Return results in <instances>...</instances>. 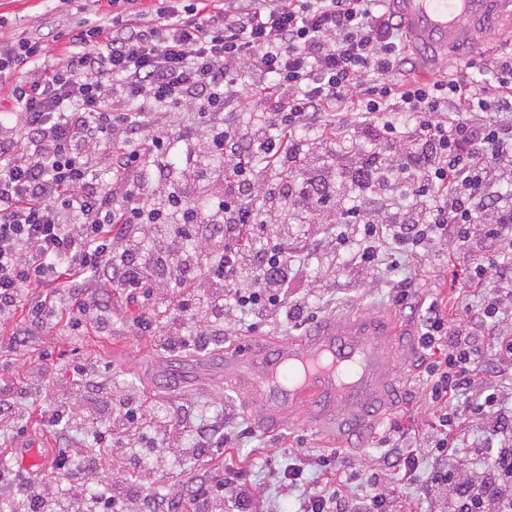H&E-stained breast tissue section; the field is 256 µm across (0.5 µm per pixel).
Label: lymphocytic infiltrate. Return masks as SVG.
Masks as SVG:
<instances>
[{"label": "lymphocytic infiltrate", "instance_id": "1", "mask_svg": "<svg viewBox=\"0 0 512 512\" xmlns=\"http://www.w3.org/2000/svg\"><path fill=\"white\" fill-rule=\"evenodd\" d=\"M140 2L108 0L111 18L79 28L66 65L51 71L39 66L47 54L40 39L0 44V79L22 63L38 68L14 88L15 137H0V319L31 296L38 299L32 323L44 329L55 317L52 298H72L74 315L89 313L81 284L108 269L113 282L133 294L186 287L164 325L162 341L175 349L189 342L187 319L220 321L231 305L263 314L287 299L297 275L293 247L257 252L241 239L242 232L280 223L283 213L354 226V258L364 270L375 266L384 249L467 241L474 224L500 244L512 229V204L488 200L505 176L503 162H512V124L472 121L474 112L492 104L512 112V56L493 58L492 91L475 78L421 84L413 78L404 22L383 0H192L182 7L157 0L145 19L122 17L121 8ZM240 72L253 77L242 88L235 81ZM114 90L137 103V111L112 115L107 101ZM231 103L259 107L246 137L220 116ZM172 107L196 108L207 134L199 151L180 159L183 182L149 206L142 161L167 153L170 144L168 131L155 126L150 112ZM381 112L404 113L413 139L400 141L393 122H378ZM331 116L342 128H372L378 144L398 158L383 166L349 153L348 187L384 192L398 185L412 197L411 205L370 208L361 198L346 201L335 169L299 166V132ZM19 136L26 152L15 149ZM107 143L120 146L124 160L105 189L96 184L91 161ZM206 155L223 157V173L206 167ZM252 155L286 171L281 186L265 188L248 162ZM217 181L224 190L216 204H194V196ZM499 253L496 259L474 256L468 275L449 280L450 290L477 288L498 277L512 249L501 244ZM427 313L420 343L434 356L426 381L442 452L460 441L458 421L484 414L498 395L460 405L483 371V354L473 342L480 323L434 302ZM95 391L105 407L104 434L95 447L62 453L56 467L64 471L72 458L94 461L107 454L99 492L88 494L77 479L52 477L29 488L27 512H154L155 484L167 472L171 453H184L185 439H192L196 454L224 446L208 437L206 427H184L173 448L151 449L131 468L133 449L152 430L142 419V401H113L111 388L101 385ZM237 477L228 466L222 481L200 488L207 512H224L228 495L240 512H262ZM428 491L435 512H512V447L491 453L476 479L438 471Z\"/></svg>", "mask_w": 512, "mask_h": 512}]
</instances>
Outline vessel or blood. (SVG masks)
Listing matches in <instances>:
<instances>
[{
    "label": "vessel or blood",
    "mask_w": 512,
    "mask_h": 512,
    "mask_svg": "<svg viewBox=\"0 0 512 512\" xmlns=\"http://www.w3.org/2000/svg\"><path fill=\"white\" fill-rule=\"evenodd\" d=\"M404 20L424 59L462 60L483 50L491 34L512 29V0H387ZM405 353L397 331L374 311L319 323L279 346L257 348L224 363L247 403L268 423L283 425L298 407L311 411L326 439L339 443L374 433L395 385L392 364Z\"/></svg>",
    "instance_id": "vessel-or-blood-1"
}]
</instances>
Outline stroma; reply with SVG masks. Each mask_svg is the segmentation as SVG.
Returning <instances> with one entry per match:
<instances>
[{
  "label": "stroma",
  "mask_w": 512,
  "mask_h": 512,
  "mask_svg": "<svg viewBox=\"0 0 512 512\" xmlns=\"http://www.w3.org/2000/svg\"><path fill=\"white\" fill-rule=\"evenodd\" d=\"M106 0H0V41L27 35L42 37L49 50L43 64L60 66L73 31L80 23L111 14ZM350 247L324 252L311 251L304 259L303 277L293 285L297 295L308 298L316 320L361 310H376L391 316L398 325L400 342L414 345V352L395 365L397 391L386 418L375 433L336 446L311 426L302 409L293 410L288 424L274 429L261 427L240 399L233 382L224 378V358L255 344L273 347L307 329L278 315L255 322L249 313H238L224 324V334L210 347L163 348L157 341L160 322L155 307L144 300L128 299L127 291L96 276L87 285L99 296L102 316L82 319L79 328L60 321L50 331L29 328L25 311L0 320V384L13 391L14 418L0 421V473H9L29 484L55 474L59 449L71 442L93 445L92 425L75 423L65 429L45 426L41 415L76 386L86 389L85 408L94 410L96 383L150 395L155 401L185 411L192 423L223 420L231 437V453L248 486L258 488L267 512H295L298 499L308 492L341 481L345 484L352 512H358L365 494V479L377 475L392 512H433L423 482L431 470L449 467L474 476L484 466L478 449L488 447L481 423L464 424L465 439L448 456L423 454L413 479L388 468L385 442L400 431L404 448L429 443L433 409L425 388L424 351L419 336L424 330L425 304L446 298L444 284L453 271L468 264L464 245H434L428 252L402 254L391 259L380 255L375 270L356 269ZM411 279L417 287L418 308L397 306L399 282ZM512 335V313L490 320L475 338L483 352L486 382L496 386L503 407H512V366L497 363L493 341ZM38 444L45 465L19 468L13 455L21 444ZM328 456V466L305 467L291 489L280 487L272 469H285L300 456ZM224 458L217 454L171 460L169 472L155 487L156 496L180 500L184 512H204L194 491L201 483L222 473Z\"/></svg>",
  "instance_id": "obj_1"
}]
</instances>
